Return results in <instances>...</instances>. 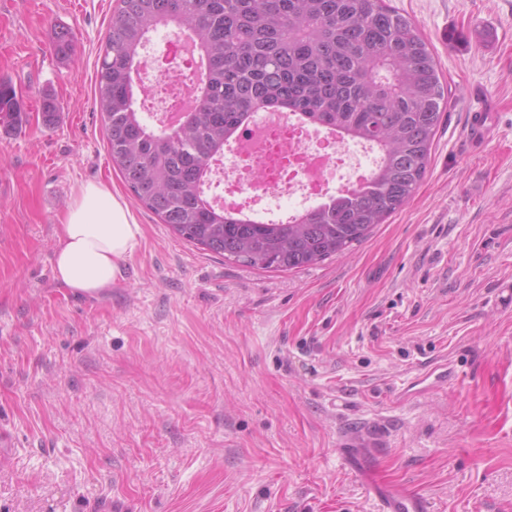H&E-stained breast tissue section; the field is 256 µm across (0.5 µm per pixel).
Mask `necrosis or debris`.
Here are the masks:
<instances>
[{
	"label": "necrosis or debris",
	"mask_w": 512,
	"mask_h": 512,
	"mask_svg": "<svg viewBox=\"0 0 512 512\" xmlns=\"http://www.w3.org/2000/svg\"><path fill=\"white\" fill-rule=\"evenodd\" d=\"M153 73L142 90L144 110L170 123L186 111L191 90L183 76L191 66L182 33H167L162 52L146 53ZM373 165L368 146L327 134L316 138L291 115L265 112L244 130L213 170L224 185V207L270 222V201L289 197L296 206L324 202L338 191L366 182Z\"/></svg>",
	"instance_id": "4bbe7bcc"
}]
</instances>
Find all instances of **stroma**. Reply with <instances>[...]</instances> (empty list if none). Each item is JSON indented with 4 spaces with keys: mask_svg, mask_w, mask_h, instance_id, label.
<instances>
[{
    "mask_svg": "<svg viewBox=\"0 0 512 512\" xmlns=\"http://www.w3.org/2000/svg\"><path fill=\"white\" fill-rule=\"evenodd\" d=\"M390 3L448 84L425 177L346 256L279 272L178 238L113 168L94 80L116 0H0L27 116L0 124V512H377L338 449L368 424L377 475L434 512H512V0ZM99 181L143 240L78 297L55 233ZM445 363L459 380L415 385Z\"/></svg>",
    "mask_w": 512,
    "mask_h": 512,
    "instance_id": "obj_1",
    "label": "stroma"
}]
</instances>
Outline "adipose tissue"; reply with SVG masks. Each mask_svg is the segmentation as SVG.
<instances>
[{
  "mask_svg": "<svg viewBox=\"0 0 512 512\" xmlns=\"http://www.w3.org/2000/svg\"><path fill=\"white\" fill-rule=\"evenodd\" d=\"M142 239L128 206L108 186L80 185L58 226L55 277L74 295H99L122 278Z\"/></svg>",
  "mask_w": 512,
  "mask_h": 512,
  "instance_id": "adipose-tissue-1",
  "label": "adipose tissue"
}]
</instances>
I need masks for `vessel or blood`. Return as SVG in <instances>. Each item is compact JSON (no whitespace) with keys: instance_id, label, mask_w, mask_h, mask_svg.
<instances>
[{"instance_id":"vessel-or-blood-1","label":"vessel or blood","mask_w":512,"mask_h":512,"mask_svg":"<svg viewBox=\"0 0 512 512\" xmlns=\"http://www.w3.org/2000/svg\"><path fill=\"white\" fill-rule=\"evenodd\" d=\"M340 445L350 449L349 469L352 474L364 480L369 495L378 503V512H433L432 505L425 496L409 493L376 480L371 469V452L382 447L383 440L380 436L351 429L342 435Z\"/></svg>"}]
</instances>
